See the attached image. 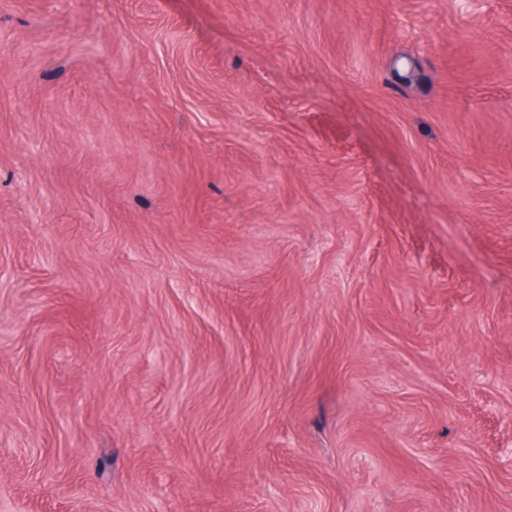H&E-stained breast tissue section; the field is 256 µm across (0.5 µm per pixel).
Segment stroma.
<instances>
[{
    "label": "stroma",
    "instance_id": "1",
    "mask_svg": "<svg viewBox=\"0 0 512 512\" xmlns=\"http://www.w3.org/2000/svg\"><path fill=\"white\" fill-rule=\"evenodd\" d=\"M512 0H0V512H512Z\"/></svg>",
    "mask_w": 512,
    "mask_h": 512
}]
</instances>
